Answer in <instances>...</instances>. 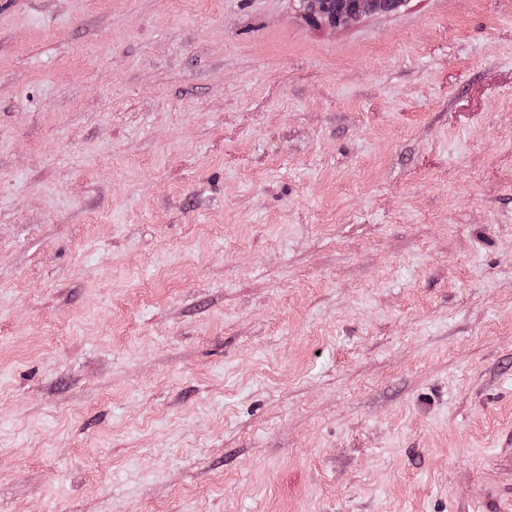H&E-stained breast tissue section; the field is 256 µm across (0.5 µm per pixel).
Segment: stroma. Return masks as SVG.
I'll use <instances>...</instances> for the list:
<instances>
[{"label":"stroma","mask_w":512,"mask_h":512,"mask_svg":"<svg viewBox=\"0 0 512 512\" xmlns=\"http://www.w3.org/2000/svg\"><path fill=\"white\" fill-rule=\"evenodd\" d=\"M0 512H512V0H0ZM404 0H300L305 19L317 26L328 25L336 27L347 25L365 15V9L380 11L384 4L393 10L397 9ZM356 4V7H355Z\"/></svg>","instance_id":"stroma-1"}]
</instances>
